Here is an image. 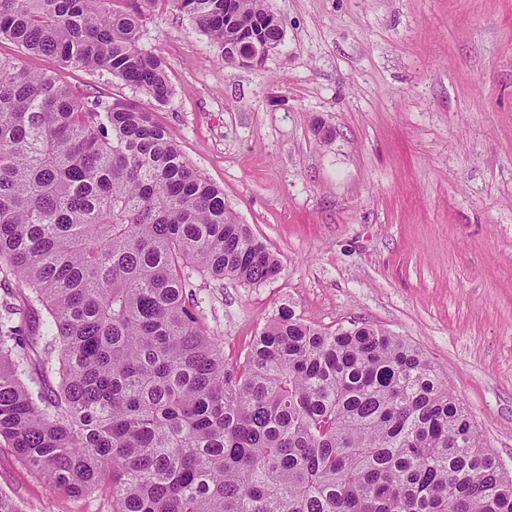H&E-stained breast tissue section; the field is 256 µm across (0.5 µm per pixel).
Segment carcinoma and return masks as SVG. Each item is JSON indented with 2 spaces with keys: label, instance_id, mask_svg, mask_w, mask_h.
<instances>
[{
  "label": "carcinoma",
  "instance_id": "obj_1",
  "mask_svg": "<svg viewBox=\"0 0 512 512\" xmlns=\"http://www.w3.org/2000/svg\"><path fill=\"white\" fill-rule=\"evenodd\" d=\"M159 0H0V38L104 69L90 98L0 57V437L52 492L112 512H512V471L431 362L372 325L285 307L224 360L193 274L257 285L278 260L153 117L140 47ZM221 58L281 40L263 0H168Z\"/></svg>",
  "mask_w": 512,
  "mask_h": 512
}]
</instances>
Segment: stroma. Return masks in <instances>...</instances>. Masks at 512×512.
<instances>
[{
	"instance_id": "35a3bbf8",
	"label": "stroma",
	"mask_w": 512,
	"mask_h": 512,
	"mask_svg": "<svg viewBox=\"0 0 512 512\" xmlns=\"http://www.w3.org/2000/svg\"><path fill=\"white\" fill-rule=\"evenodd\" d=\"M264 6L285 44L256 68L218 61L166 0L141 29L174 89L156 121L280 263L257 285L196 279L206 326L230 360L284 307L403 337L512 469V0ZM0 56L140 96L6 39ZM0 492L23 512H112L109 486L49 492L3 437Z\"/></svg>"
}]
</instances>
